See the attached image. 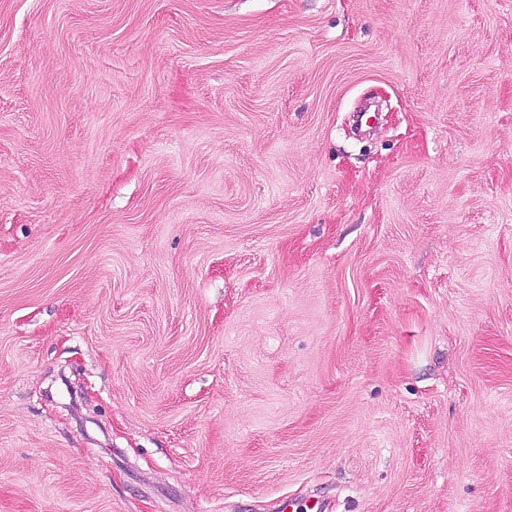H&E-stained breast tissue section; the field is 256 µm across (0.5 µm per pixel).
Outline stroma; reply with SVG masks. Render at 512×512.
Segmentation results:
<instances>
[{
  "instance_id": "stroma-1",
  "label": "stroma",
  "mask_w": 512,
  "mask_h": 512,
  "mask_svg": "<svg viewBox=\"0 0 512 512\" xmlns=\"http://www.w3.org/2000/svg\"><path fill=\"white\" fill-rule=\"evenodd\" d=\"M0 512H512V0H0Z\"/></svg>"
}]
</instances>
